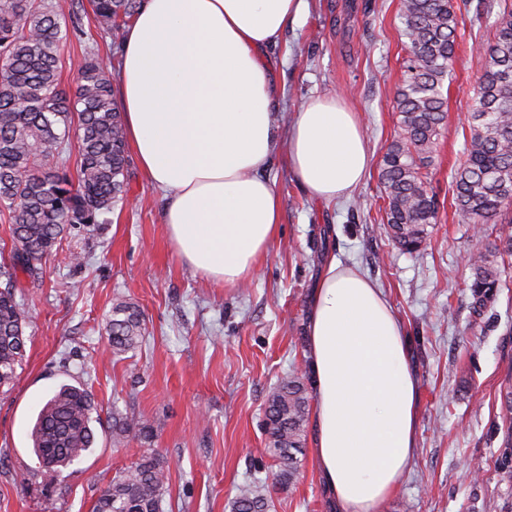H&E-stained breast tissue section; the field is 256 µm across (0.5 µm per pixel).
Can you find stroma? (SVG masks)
I'll return each instance as SVG.
<instances>
[{"label":"stroma","mask_w":512,"mask_h":512,"mask_svg":"<svg viewBox=\"0 0 512 512\" xmlns=\"http://www.w3.org/2000/svg\"><path fill=\"white\" fill-rule=\"evenodd\" d=\"M477 4L457 0L448 118L430 166L440 208L420 251L401 250L387 233L376 170L399 120L400 0H308L305 23L271 50L280 131L309 97L344 95L374 168L352 198L326 204L296 183L286 154L275 153L266 174L279 195L280 230L236 287L206 281L175 256L165 199L128 156V198L115 204L110 223L68 230L37 277L22 280L26 354L0 393V512H93L112 478L151 449L166 468L163 512H230L251 483L271 495L273 512H331L310 448L288 488L274 483L264 408L281 377L307 374L308 299L332 257L375 281L394 305L419 382L418 445L384 512H512V478L501 470L512 439V412L503 407L512 391V265L506 288L479 305L467 264L512 224L481 233L450 206L482 75L475 49L493 33ZM117 298L146 324L141 347L122 355L105 332ZM64 383L92 392L101 422L94 448L54 475L40 467L29 434ZM116 415L138 421L140 431L114 440Z\"/></svg>","instance_id":"1"}]
</instances>
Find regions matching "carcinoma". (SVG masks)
<instances>
[{"label":"carcinoma","instance_id":"cac0c4a2","mask_svg":"<svg viewBox=\"0 0 512 512\" xmlns=\"http://www.w3.org/2000/svg\"><path fill=\"white\" fill-rule=\"evenodd\" d=\"M97 27L119 41L139 0H90ZM407 39L396 110L398 130L379 169L385 192L384 220L398 245L416 251L436 222L438 200L428 167L448 117L444 83L456 56L458 19L453 0H400ZM84 38L77 15L49 0H0V207L10 214V257L0 260V388L9 385L26 352V310L17 299L19 274L37 275L71 224H104L127 195V144L113 98L111 74L87 50L77 67L72 102L58 95L60 49L69 36ZM483 74L468 117L465 158L452 174L459 221L484 228L512 224V4L497 13L493 41L479 56ZM77 134L76 178L60 172L70 161ZM512 235L478 253L470 290L483 303L503 286ZM105 330L115 354L138 348L146 327L139 310L117 300ZM301 377H283L266 408L274 481L289 486L298 472L308 414ZM92 393L61 385L38 412L30 431L33 452L45 469L59 473L95 444L100 422ZM162 459L140 456L112 478L94 512H162L166 495ZM273 502L255 486L242 489L232 512H271Z\"/></svg>","mask_w":512,"mask_h":512}]
</instances>
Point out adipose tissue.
Here are the masks:
<instances>
[{
    "mask_svg": "<svg viewBox=\"0 0 512 512\" xmlns=\"http://www.w3.org/2000/svg\"><path fill=\"white\" fill-rule=\"evenodd\" d=\"M305 0H142L116 76L127 141L166 199L175 255L227 287L276 237L280 200L264 177L285 151L294 180L349 198L371 157L343 96L306 100L287 137L267 55L301 25ZM307 370L313 458L332 512H382L418 444L419 387L404 326L383 290L332 262L310 297Z\"/></svg>",
    "mask_w": 512,
    "mask_h": 512,
    "instance_id": "obj_1",
    "label": "adipose tissue"
}]
</instances>
